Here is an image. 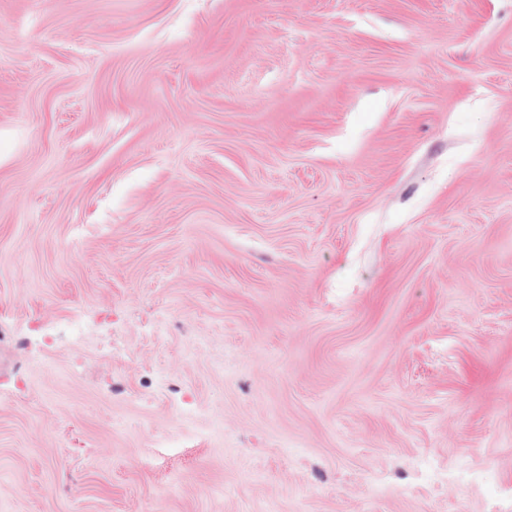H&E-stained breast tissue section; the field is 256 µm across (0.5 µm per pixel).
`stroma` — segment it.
Listing matches in <instances>:
<instances>
[{
    "instance_id": "35a3bbf8",
    "label": "stroma",
    "mask_w": 512,
    "mask_h": 512,
    "mask_svg": "<svg viewBox=\"0 0 512 512\" xmlns=\"http://www.w3.org/2000/svg\"><path fill=\"white\" fill-rule=\"evenodd\" d=\"M0 512H512V0H0Z\"/></svg>"
}]
</instances>
